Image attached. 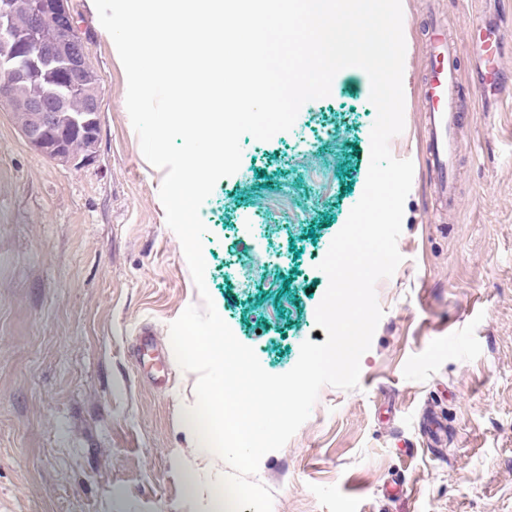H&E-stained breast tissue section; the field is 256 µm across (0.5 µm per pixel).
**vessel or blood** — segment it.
<instances>
[{
	"label": "vessel or blood",
	"mask_w": 512,
	"mask_h": 512,
	"mask_svg": "<svg viewBox=\"0 0 512 512\" xmlns=\"http://www.w3.org/2000/svg\"><path fill=\"white\" fill-rule=\"evenodd\" d=\"M425 41L428 63L420 86L428 127L425 161L442 205L452 208L458 198L455 134L465 111L459 46L446 24L436 19L426 30ZM480 52L485 77H495L500 71V45L482 43Z\"/></svg>",
	"instance_id": "b4317fda"
}]
</instances>
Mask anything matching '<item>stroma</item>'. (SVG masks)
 Instances as JSON below:
<instances>
[{
    "label": "stroma",
    "instance_id": "stroma-1",
    "mask_svg": "<svg viewBox=\"0 0 512 512\" xmlns=\"http://www.w3.org/2000/svg\"><path fill=\"white\" fill-rule=\"evenodd\" d=\"M102 77L94 157L58 164L0 110V512H209L176 462L195 373L166 386L133 363L142 326L201 305L166 223L163 169L144 157L127 77L85 0H68ZM461 52L473 113L461 125L460 201L440 211L425 166L418 95L429 13ZM492 26L499 80L478 92L471 34ZM405 128L389 142L414 176L397 247L376 284L383 316L359 386H324L309 419L265 454L273 512H512V0H406ZM364 71L305 103L283 149L201 207L205 282L221 318L265 371L294 367L317 331L318 270L362 196L376 109ZM403 483L408 494L386 496Z\"/></svg>",
    "mask_w": 512,
    "mask_h": 512
}]
</instances>
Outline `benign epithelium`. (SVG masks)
<instances>
[{"instance_id":"benign-epithelium-1","label":"benign epithelium","mask_w":512,"mask_h":512,"mask_svg":"<svg viewBox=\"0 0 512 512\" xmlns=\"http://www.w3.org/2000/svg\"><path fill=\"white\" fill-rule=\"evenodd\" d=\"M67 0H0V29L9 33L0 54V102L28 142L51 159L73 162L92 153L99 131V74L87 63L86 47L73 39ZM33 91L23 92L12 79L16 63ZM52 78L83 100L84 108L62 116L64 102L40 91Z\"/></svg>"}]
</instances>
